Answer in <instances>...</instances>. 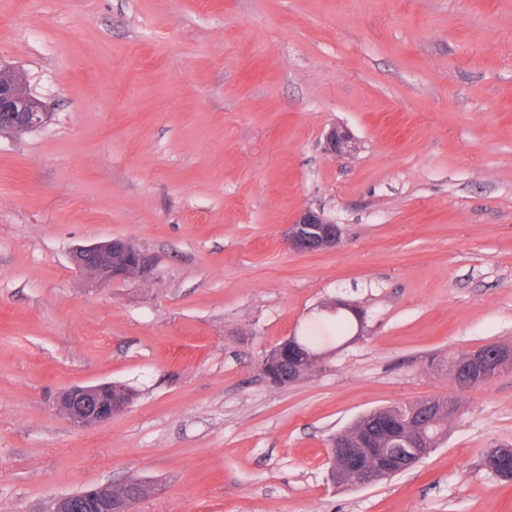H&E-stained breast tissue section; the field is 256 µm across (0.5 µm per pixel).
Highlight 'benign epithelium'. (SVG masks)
<instances>
[{
	"mask_svg": "<svg viewBox=\"0 0 512 512\" xmlns=\"http://www.w3.org/2000/svg\"><path fill=\"white\" fill-rule=\"evenodd\" d=\"M11 67L0 63V133L31 130L42 126L48 113L42 101L32 95L21 83L1 76ZM326 149L333 155H345L356 150V140L344 128L332 127L326 135ZM289 247L302 252L331 249L339 244L341 232L338 225L323 212L305 208L299 211L284 230ZM75 268L96 286L135 278H148L153 274L154 259L131 242L113 238L90 245L76 247L72 254ZM492 362L486 364L484 381H491L500 372L512 368V346L509 353H490ZM126 388L115 382L95 385H74L63 391L57 401L60 411L75 426L89 429L112 419L127 407L123 401ZM352 447L339 437L336 439V479H349L356 487L377 483L374 472L350 464ZM131 493L123 501L112 500V486L106 485L89 492L99 512H131V505L147 496L151 487L141 480H128ZM85 503L69 494L54 503V512H82Z\"/></svg>",
	"mask_w": 512,
	"mask_h": 512,
	"instance_id": "obj_1",
	"label": "benign epithelium"
}]
</instances>
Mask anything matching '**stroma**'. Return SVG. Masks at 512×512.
<instances>
[{
  "instance_id": "35a3bbf8",
  "label": "stroma",
  "mask_w": 512,
  "mask_h": 512,
  "mask_svg": "<svg viewBox=\"0 0 512 512\" xmlns=\"http://www.w3.org/2000/svg\"><path fill=\"white\" fill-rule=\"evenodd\" d=\"M0 61L49 112L0 134V512L127 479L155 488L134 512H512L482 465L512 369L444 365L512 345V0H0ZM305 207L336 248H288ZM116 237L153 276L89 285L73 250ZM293 334L325 357L277 387ZM103 381L133 402L73 426L59 394ZM430 396L459 406L438 448L332 484L333 435ZM354 137L344 128L332 127L326 135V149L332 155H345L356 150ZM281 346L282 342L276 344L270 350L266 351L262 358V368L266 378H272L274 380L276 375L283 373L278 375V384L275 386H286L301 378H296L288 372V360L282 361L279 357ZM285 372H288V378L284 374Z\"/></svg>"
}]
</instances>
